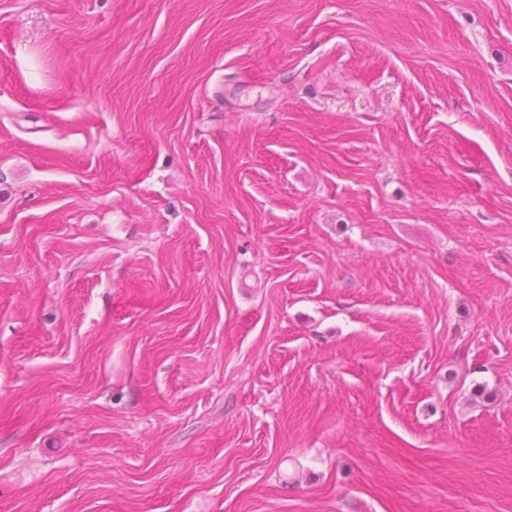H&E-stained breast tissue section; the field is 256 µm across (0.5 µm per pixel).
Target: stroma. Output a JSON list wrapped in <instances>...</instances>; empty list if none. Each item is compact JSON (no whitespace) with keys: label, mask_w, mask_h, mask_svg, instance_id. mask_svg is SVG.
I'll use <instances>...</instances> for the list:
<instances>
[{"label":"stroma","mask_w":512,"mask_h":512,"mask_svg":"<svg viewBox=\"0 0 512 512\" xmlns=\"http://www.w3.org/2000/svg\"><path fill=\"white\" fill-rule=\"evenodd\" d=\"M0 512H512V0H0Z\"/></svg>","instance_id":"obj_1"}]
</instances>
